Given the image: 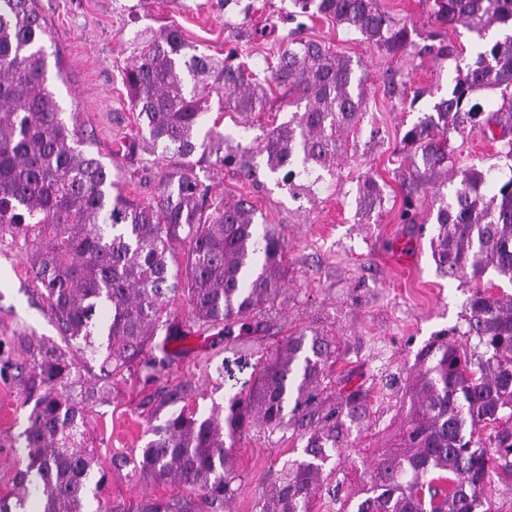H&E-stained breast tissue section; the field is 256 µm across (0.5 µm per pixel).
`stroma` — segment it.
Returning <instances> with one entry per match:
<instances>
[{"label": "stroma", "instance_id": "1", "mask_svg": "<svg viewBox=\"0 0 512 512\" xmlns=\"http://www.w3.org/2000/svg\"><path fill=\"white\" fill-rule=\"evenodd\" d=\"M254 4L257 11L247 21L225 8L224 0H151L145 6L139 0H35L49 32L48 84L65 117L75 118L79 133L127 199L152 201L172 165L147 145L132 154L123 147L124 140L137 135L136 116L122 82L123 68L133 62L128 40L135 31L172 24L207 53L220 56L238 47L242 60L260 71L277 56L283 36L296 27L286 16L289 0ZM378 4L407 20L416 52L390 57L327 19L307 21L299 30L302 39L325 44L361 63L368 73L366 110L356 129L358 153L342 164L335 180L322 183L306 211H297L287 191L266 173L252 180L215 166L206 177L211 197L249 199L288 242V272L274 310L276 327L266 336L265 346L305 328L327 332L340 340L344 351L335 379L348 377L369 386L371 418L353 430V445L341 454L343 463L356 467L398 428L417 352L436 340L467 343L469 281L437 272L430 236L418 229L426 211H418L413 224L400 218L408 169L400 139L436 98L447 94L458 69L498 38L493 31L481 40L462 27L445 29L440 43L447 54H426L422 48L433 29L427 0ZM393 71L407 76L394 91L385 82ZM374 129L381 136L376 143L369 140ZM451 144L457 166L486 169L503 164L497 144L479 133L454 136ZM366 173L383 186L386 202L379 216L362 224L355 216L354 199L357 181ZM62 343L57 322L29 272L25 248L10 235L0 236V497L13 492L15 474L26 464L21 434L34 400L20 369L27 357L24 347ZM223 346V337L217 335L170 342L177 355L150 383L125 372L105 378L97 362L69 349L80 373L71 393L83 407L84 441L95 470L106 476L96 495L89 497L88 512H111L117 505L129 508L144 499L182 493L178 483L143 481L129 470L113 469L112 456L143 447L146 431L155 422L152 396L163 387L192 382L201 392L196 405L203 413L212 403L223 402L224 385L216 371ZM299 446L298 440L271 441L257 432L241 438L233 452L238 478L232 512H255L271 471L283 459L297 457Z\"/></svg>", "mask_w": 512, "mask_h": 512}]
</instances>
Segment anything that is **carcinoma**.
<instances>
[{
	"mask_svg": "<svg viewBox=\"0 0 512 512\" xmlns=\"http://www.w3.org/2000/svg\"><path fill=\"white\" fill-rule=\"evenodd\" d=\"M291 3L299 9L291 20H333L391 57L414 47L408 24L377 0ZM431 17V40L445 27L481 39L503 32L401 137L412 185L431 188L421 198L407 191L404 218L413 224L426 207L437 271L473 283L465 335L476 344L467 351L441 341L418 352L398 438L353 478L342 473L336 485L352 490L338 512H496L485 494L491 464L512 476V295L483 283L490 270L512 283V175L448 167L451 135L466 132L490 137L512 162V0H433ZM46 36L34 0H0V232L29 250L66 346L101 359L108 376L133 371L149 382L166 362L152 353L160 330L176 340L212 330L224 337L217 371L226 405L205 416L191 406L194 385L167 386L157 410L168 413L145 446L112 458L134 477L187 489L145 499L135 512H225L237 492L231 448L256 429L269 438L290 432L303 446L273 473L255 512H314L322 477L340 471V450L351 446V426L368 418L370 390L336 388L340 346L326 333L297 331L264 354L274 324L262 308L283 292L288 242L275 225L256 222L248 201L209 202L201 172L219 165L249 178L260 158L293 201L311 200L348 153V131L366 110L367 73L292 31L277 64L262 72L235 49L222 59L203 53L174 25L134 32L135 62L123 81L138 136L175 160L153 203L142 205L112 194L107 166L61 117L47 84ZM274 88L294 111L250 144L215 125L202 131L212 96L247 118L272 110ZM488 91L501 103L486 117L478 99ZM385 200L379 182L364 176L359 223H371ZM177 297L190 309L183 323L163 318ZM37 351L27 379L37 394L24 432L28 463L15 493L0 497V512H86L93 457L77 402L63 392L74 366L63 348Z\"/></svg>",
	"mask_w": 512,
	"mask_h": 512,
	"instance_id": "obj_1",
	"label": "carcinoma"
}]
</instances>
